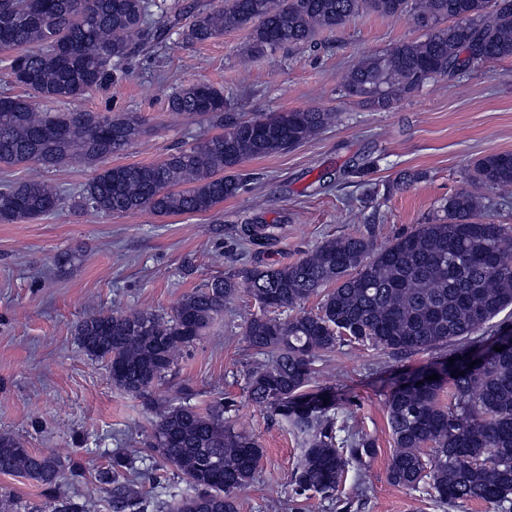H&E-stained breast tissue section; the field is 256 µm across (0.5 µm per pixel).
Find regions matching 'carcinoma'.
I'll list each match as a JSON object with an SVG mask.
<instances>
[{
	"instance_id": "obj_1",
	"label": "carcinoma",
	"mask_w": 512,
	"mask_h": 512,
	"mask_svg": "<svg viewBox=\"0 0 512 512\" xmlns=\"http://www.w3.org/2000/svg\"><path fill=\"white\" fill-rule=\"evenodd\" d=\"M410 14L429 21L422 40L400 42L361 59L342 94L386 108L431 80L512 59V0H233V6L197 11L180 25L165 0H0V48L23 93L0 96V167L32 165L36 174L0 185V221L22 223L54 214L72 195L40 173L78 163L94 176L74 206L109 215L208 213L238 196L250 181L244 163L284 153L336 124L319 108L237 119L224 92L207 83L169 96L172 112L204 118L217 133L180 147L157 163L106 167L144 133L133 113L53 109L74 104L114 78L138 50L175 32L203 43L249 27L250 51L263 53L309 42L320 30L344 26L361 13ZM475 184L512 192V153L480 158ZM477 196L460 191L442 205L443 217L379 244L371 233L328 238L300 260L254 265L214 277L185 295L174 314L99 313L82 321L84 353L107 361L112 385L143 397L152 413L148 447L121 448L95 480L112 512H147L136 483L137 463L151 458L185 481L191 493L166 512H238V493L258 477L263 450L224 418V403L202 411L187 392L155 399L179 358L211 328L239 291L259 305L244 324L253 354L268 359L246 375L250 402L279 418L301 438L291 475L295 494L333 497L350 467L366 469L376 454L367 434L342 437L335 398L315 387L317 361L347 342L367 343L393 358L448 347L454 362L438 379L425 372L394 388L385 402L394 448L387 480L416 490L425 485L442 502L481 501L512 509V229L476 218ZM275 224H246L254 244L274 240ZM321 296L315 313L301 310ZM269 309L299 310L292 318ZM508 319L493 323L503 312ZM502 351H494V347ZM491 352L470 366L476 350ZM448 386V403L441 400ZM65 461L33 452L0 435V474H20L44 486L50 512H88L77 496L56 494Z\"/></svg>"
}]
</instances>
